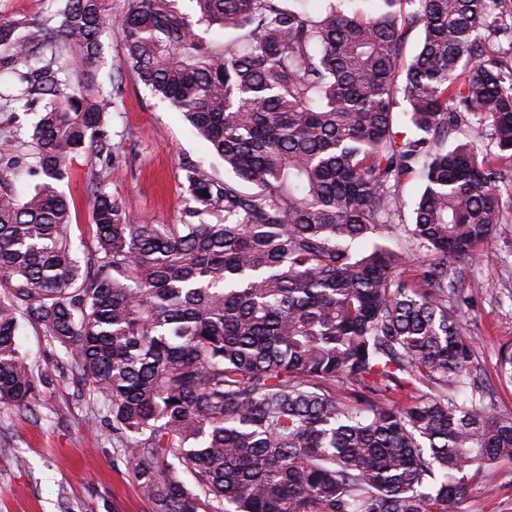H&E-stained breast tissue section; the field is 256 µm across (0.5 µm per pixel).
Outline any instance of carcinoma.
Returning <instances> with one entry per match:
<instances>
[{
    "label": "carcinoma",
    "instance_id": "cac0c4a2",
    "mask_svg": "<svg viewBox=\"0 0 512 512\" xmlns=\"http://www.w3.org/2000/svg\"><path fill=\"white\" fill-rule=\"evenodd\" d=\"M193 2V17L63 0L55 23L0 19L15 78L0 109L42 105L27 137L0 138V405L35 391L24 321L105 400L153 512H461L466 486L512 460L455 285L512 186L483 154L512 158V0H327L316 16L306 0ZM116 25L230 176L188 163L186 223L134 224L92 171L82 259L57 184L112 147L96 71ZM201 28L244 34L217 52ZM25 169L42 181L20 199Z\"/></svg>",
    "mask_w": 512,
    "mask_h": 512
}]
</instances>
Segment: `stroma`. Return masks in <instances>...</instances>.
<instances>
[{
  "instance_id": "stroma-1",
  "label": "stroma",
  "mask_w": 512,
  "mask_h": 512,
  "mask_svg": "<svg viewBox=\"0 0 512 512\" xmlns=\"http://www.w3.org/2000/svg\"><path fill=\"white\" fill-rule=\"evenodd\" d=\"M97 80L115 89L108 115L112 151H85L59 185L71 205L70 237L79 255L94 245L90 166L107 163L106 190L135 223L180 224L187 183L183 167L200 161L224 177V162L193 134L181 114L155 97L126 62L123 34L103 38ZM507 218L484 247L479 266L463 268L474 283L461 324L478 339L476 355L492 384L495 410L512 415V383L499 380L501 348L512 347V199ZM19 341L35 367L37 392L29 408L0 406V512H152L133 466L112 440L103 402L93 400L66 369L65 356L42 329L23 326ZM461 512H512V462L499 465L494 482L472 481Z\"/></svg>"
}]
</instances>
